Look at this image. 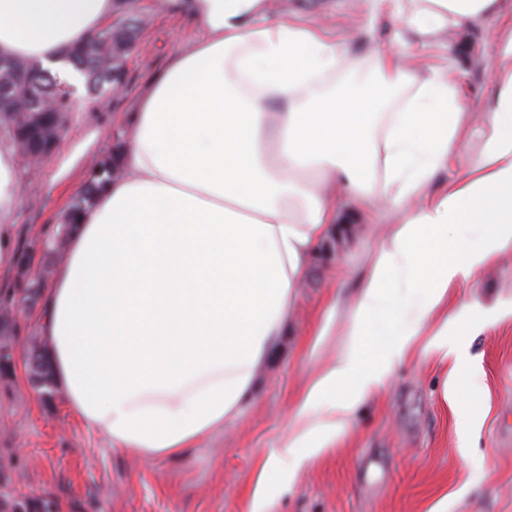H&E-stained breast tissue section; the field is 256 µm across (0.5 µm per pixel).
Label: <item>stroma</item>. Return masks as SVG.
<instances>
[{
  "mask_svg": "<svg viewBox=\"0 0 512 512\" xmlns=\"http://www.w3.org/2000/svg\"><path fill=\"white\" fill-rule=\"evenodd\" d=\"M145 20L126 63L120 94L92 98L71 113L55 150L22 167L27 202L13 218L18 248L31 252L27 277L11 272L12 290L49 288L62 261L46 253L42 238L60 232L72 199L96 165L117 145L121 123L174 52L202 35L203 27L174 0H136ZM274 10L320 24L331 35L352 33L356 70L327 78L339 84L373 73L377 52L409 49L423 62H451L468 110L459 125V147L448 178L469 171L493 128L486 121L495 86L490 45L500 27L478 20L455 39L441 34L408 39L390 9L369 0H274ZM336 207L355 212L350 229L332 232L309 263L288 318L282 350L260 372L259 388L239 422L213 431L178 458L143 459L113 448L89 429L65 396L47 398L24 364L33 340L44 339L43 306L26 310L11 332L15 364L0 371V458L13 461L8 480L14 496L36 512H245L261 456L293 424L292 411L310 381L347 344V326L361 284L397 222L340 194ZM487 314L461 341L478 361L463 402L444 398L450 368L436 353L418 351L394 370L389 386L358 412L335 447L318 458L284 460L288 485L270 479L271 512H428L447 499L448 512H512V252L493 256L465 284L449 286L441 309L452 319ZM480 418L468 455L462 418Z\"/></svg>",
  "mask_w": 512,
  "mask_h": 512,
  "instance_id": "1",
  "label": "stroma"
}]
</instances>
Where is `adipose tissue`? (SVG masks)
<instances>
[{
    "label": "adipose tissue",
    "instance_id": "adipose-tissue-1",
    "mask_svg": "<svg viewBox=\"0 0 512 512\" xmlns=\"http://www.w3.org/2000/svg\"><path fill=\"white\" fill-rule=\"evenodd\" d=\"M425 39L481 18L491 47L495 133L475 165L429 187L458 148L467 106L439 68L417 77L380 52L374 79L326 88L353 61L311 21L273 17L269 0H186L204 33L174 54L129 121L107 183L67 238L47 291L55 385L116 448L181 456L237 422L257 369L282 348L289 308L318 243L340 219L335 188L397 215L361 286L348 343L310 382L295 426L260 464L246 512H268L267 477L284 458L319 457L414 350L450 285L512 248V8L504 0H375ZM124 0H0V57L79 81L70 48ZM410 95L385 130L380 101ZM383 167L382 193L370 174ZM25 201L14 148L0 138V274L18 259L12 219ZM472 227L482 241L453 240ZM394 325L377 337V323Z\"/></svg>",
    "mask_w": 512,
    "mask_h": 512
}]
</instances>
